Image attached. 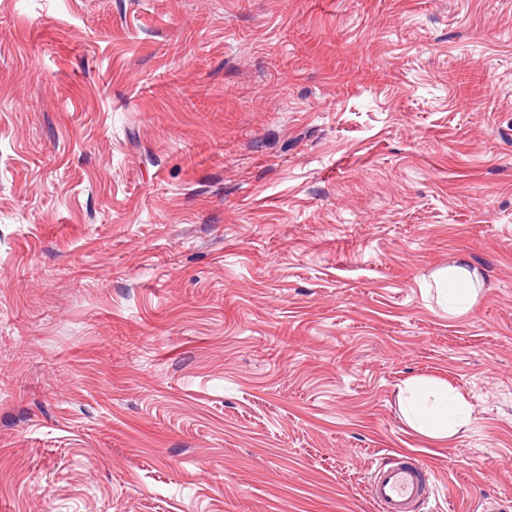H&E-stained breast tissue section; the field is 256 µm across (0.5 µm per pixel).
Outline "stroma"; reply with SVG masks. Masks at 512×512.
<instances>
[{
    "label": "stroma",
    "mask_w": 512,
    "mask_h": 512,
    "mask_svg": "<svg viewBox=\"0 0 512 512\" xmlns=\"http://www.w3.org/2000/svg\"><path fill=\"white\" fill-rule=\"evenodd\" d=\"M402 453L512 512V0H0V512H376ZM433 278L441 298L439 303L448 315H461L472 310L478 296V277L475 271L463 262H452L448 268L437 271ZM405 401L415 428L428 438L448 439L463 426L466 414L458 403H448L447 391L430 390L421 382L406 386ZM432 397V400H430Z\"/></svg>",
    "instance_id": "35a3bbf8"
}]
</instances>
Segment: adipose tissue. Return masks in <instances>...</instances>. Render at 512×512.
<instances>
[{"mask_svg":"<svg viewBox=\"0 0 512 512\" xmlns=\"http://www.w3.org/2000/svg\"><path fill=\"white\" fill-rule=\"evenodd\" d=\"M475 271L465 263L453 262L434 275L436 291L445 312L461 315L472 310L478 293ZM407 410L416 429L428 438L444 440L464 425L466 414L459 404L449 402L447 392L430 390L416 382L406 387Z\"/></svg>","mask_w":512,"mask_h":512,"instance_id":"ef3b65f1","label":"adipose tissue"}]
</instances>
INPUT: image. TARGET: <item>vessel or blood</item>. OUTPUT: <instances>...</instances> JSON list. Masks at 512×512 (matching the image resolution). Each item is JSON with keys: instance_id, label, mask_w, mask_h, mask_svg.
I'll return each mask as SVG.
<instances>
[{"instance_id": "vessel-or-blood-1", "label": "vessel or blood", "mask_w": 512, "mask_h": 512, "mask_svg": "<svg viewBox=\"0 0 512 512\" xmlns=\"http://www.w3.org/2000/svg\"><path fill=\"white\" fill-rule=\"evenodd\" d=\"M429 483L425 462L403 456L373 472L368 493L378 512H419L429 497Z\"/></svg>"}]
</instances>
